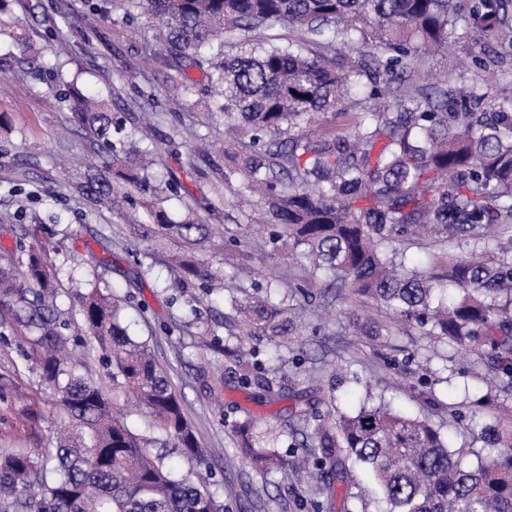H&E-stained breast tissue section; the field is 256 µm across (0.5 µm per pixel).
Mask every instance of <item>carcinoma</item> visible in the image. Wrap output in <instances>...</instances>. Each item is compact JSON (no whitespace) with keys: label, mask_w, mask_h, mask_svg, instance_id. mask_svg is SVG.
I'll list each match as a JSON object with an SVG mask.
<instances>
[{"label":"carcinoma","mask_w":512,"mask_h":512,"mask_svg":"<svg viewBox=\"0 0 512 512\" xmlns=\"http://www.w3.org/2000/svg\"><path fill=\"white\" fill-rule=\"evenodd\" d=\"M146 11L156 59L201 71L207 84L184 79V96L199 92L224 116V178L214 191L240 176V197H258L260 223L280 228L270 243L288 242L310 275L385 312L390 324L374 335L416 331L479 356L492 379L483 399L502 407L512 396V97L450 92L442 76L423 82L419 64L425 51L469 38L480 46L471 66L492 85L499 58L512 56V0H147ZM277 27L285 32L267 35ZM29 49L17 44L13 58L36 75L44 65ZM55 103L87 141L112 144L109 156L90 154L77 190L96 212H114L128 190L147 186L153 150L137 143L154 117L128 131L74 84ZM146 207L152 222L132 233L178 240L170 271L213 291L216 275L194 257L211 225L192 211L173 223L157 204ZM425 238L432 265L407 269L400 247ZM55 294L39 254H0V327L32 337L41 381L68 424L39 465L21 450L0 453V512H224L197 470L211 450L170 372L123 324L125 302L93 287L66 335ZM234 310L240 336L286 340L295 331L269 296ZM82 336L112 366V389L151 418L146 431H133L103 386L78 372L69 344ZM257 355L238 357L241 384H251ZM291 415L314 424L310 448L283 457L248 414L235 426L237 450L262 476L327 470L325 512H336L339 487L348 492L362 476L381 496L379 512H512V417L471 422L455 446L382 399L345 414L333 392L312 388ZM477 443L480 463L463 467ZM172 454L194 466L171 469Z\"/></svg>","instance_id":"cac0c4a2"}]
</instances>
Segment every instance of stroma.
<instances>
[{
	"instance_id": "1",
	"label": "stroma",
	"mask_w": 512,
	"mask_h": 512,
	"mask_svg": "<svg viewBox=\"0 0 512 512\" xmlns=\"http://www.w3.org/2000/svg\"><path fill=\"white\" fill-rule=\"evenodd\" d=\"M36 2L32 14L17 0L0 13L6 28L0 58L13 52L12 35L22 34L47 64L41 79L17 75L0 81V114L13 120L12 132L0 135V212L15 216L13 223L0 226V250H14L21 242L45 256L60 283L56 304L70 322L80 321L78 296L93 286L131 300L125 315L133 332L170 368L199 440L215 451L208 481L221 496L224 512H313L322 482L319 471L310 469L300 478L286 468L259 478L239 455L234 432V422L245 410L259 417L262 427L277 431L274 446L281 453L312 444L310 428L289 423V410L306 387L333 391L339 410L349 413L364 401L367 382L380 381L378 393L385 400L427 417L445 435L458 431L460 416L493 418V408L475 403L486 392V370L475 356L414 333L366 336L365 328L384 322V312L347 292L323 288L284 247L260 251L249 245L257 205L243 203L232 190L219 195L213 189L224 166L223 147L215 148L211 166L197 175L188 166L191 146L174 136L182 126L206 120L212 136L220 137L223 119L208 117L204 97L176 91L175 71L155 60L145 0H128L125 8L105 14L100 38L80 53L60 57L54 53L60 38L79 40L78 18L91 12L92 4ZM466 53L463 44H456L446 54L424 57L420 69L447 76L452 88L462 79L482 84V74L459 67ZM72 79L100 94L126 122L145 112L160 114L155 142L187 191L172 195L160 177L151 182L153 198L173 220L184 218L192 207L212 224V241L199 257L227 280L234 269L224 262V226L239 221L238 261L261 270L257 282H241L232 293L206 294L194 285L181 286L165 265L168 254L179 249L176 242L148 249L119 215L103 216L84 204L74 190L78 172L65 160L86 152V141L74 132L66 108L44 103ZM41 185L52 187L54 197L36 194ZM292 282L304 285L305 294H292ZM258 283L272 285L273 301L290 305L297 326L287 343L265 336L253 341L263 376L284 386L281 398L270 404L258 403L260 387L243 388L233 373L232 354L240 339L224 327L235 317L231 298L247 300ZM217 364L225 368L220 407L214 405L205 377ZM59 424V410L41 383L32 345L18 333H0V448L20 449L42 461Z\"/></svg>"
}]
</instances>
